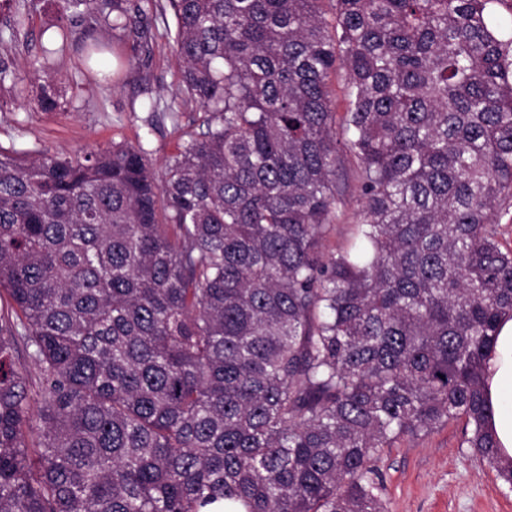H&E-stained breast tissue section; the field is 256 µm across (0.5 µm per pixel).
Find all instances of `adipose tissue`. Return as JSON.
I'll list each match as a JSON object with an SVG mask.
<instances>
[{
  "label": "adipose tissue",
  "mask_w": 512,
  "mask_h": 512,
  "mask_svg": "<svg viewBox=\"0 0 512 512\" xmlns=\"http://www.w3.org/2000/svg\"><path fill=\"white\" fill-rule=\"evenodd\" d=\"M485 382L493 407L492 423L506 457H512V318L503 319L494 354L485 366Z\"/></svg>",
  "instance_id": "ef3b65f1"
}]
</instances>
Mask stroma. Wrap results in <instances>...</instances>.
Segmentation results:
<instances>
[{"instance_id": "obj_1", "label": "stroma", "mask_w": 512, "mask_h": 512, "mask_svg": "<svg viewBox=\"0 0 512 512\" xmlns=\"http://www.w3.org/2000/svg\"><path fill=\"white\" fill-rule=\"evenodd\" d=\"M59 19L55 0H37L17 41H0V65L13 71L14 88L0 89V146L19 152L74 154L110 149L113 143L141 144L155 171H163L187 134L203 129L204 112L181 100L173 41L162 31L172 24L170 11L154 10L161 34L146 70L148 81L125 71L107 79L86 78L78 67L79 52L59 61L50 84L57 108L41 109L40 84L30 65L39 56L41 35ZM336 181L347 203L336 217V229L325 251L346 247L351 226L359 220L357 167L343 156ZM462 425L452 422L426 435L407 436L385 449L379 463L390 512H512V491L493 471L459 445Z\"/></svg>"}]
</instances>
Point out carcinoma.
Segmentation results:
<instances>
[{
	"label": "carcinoma",
	"mask_w": 512,
	"mask_h": 512,
	"mask_svg": "<svg viewBox=\"0 0 512 512\" xmlns=\"http://www.w3.org/2000/svg\"><path fill=\"white\" fill-rule=\"evenodd\" d=\"M143 2L58 0L44 61L109 27L141 69ZM322 2L168 0L207 117L159 175L140 144L0 146V512H389L382 449L458 420L512 491L484 377L512 317L501 0ZM342 148L360 220L328 257ZM328 87L335 104L336 122L340 123L347 108L343 70L337 69L331 73Z\"/></svg>",
	"instance_id": "obj_1"
}]
</instances>
